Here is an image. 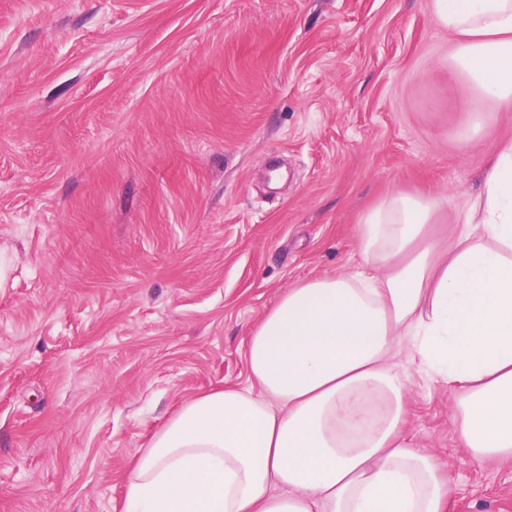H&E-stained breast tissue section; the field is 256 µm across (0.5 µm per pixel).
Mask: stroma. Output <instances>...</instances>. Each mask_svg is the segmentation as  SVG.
Segmentation results:
<instances>
[{
  "label": "stroma",
  "mask_w": 512,
  "mask_h": 512,
  "mask_svg": "<svg viewBox=\"0 0 512 512\" xmlns=\"http://www.w3.org/2000/svg\"><path fill=\"white\" fill-rule=\"evenodd\" d=\"M452 50L432 0H0V512H124L135 452L250 386L264 310L356 270L368 208L463 223L512 107ZM403 370L448 512H512V460Z\"/></svg>",
  "instance_id": "1"
}]
</instances>
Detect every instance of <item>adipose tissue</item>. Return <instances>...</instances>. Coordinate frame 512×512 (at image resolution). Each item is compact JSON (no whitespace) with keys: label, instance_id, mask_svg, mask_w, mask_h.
<instances>
[{"label":"adipose tissue","instance_id":"1","mask_svg":"<svg viewBox=\"0 0 512 512\" xmlns=\"http://www.w3.org/2000/svg\"><path fill=\"white\" fill-rule=\"evenodd\" d=\"M450 78L512 105V0H432ZM402 192L356 226L361 262L288 288L249 336L245 389L185 403L130 461L126 512H447L452 489L404 435L395 358L448 384L471 456L512 458V141L464 223Z\"/></svg>","mask_w":512,"mask_h":512}]
</instances>
